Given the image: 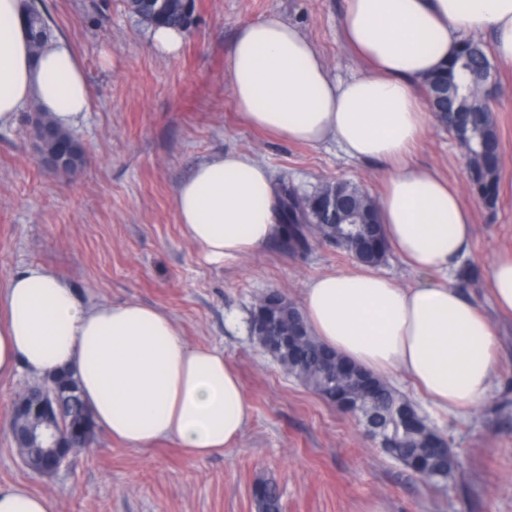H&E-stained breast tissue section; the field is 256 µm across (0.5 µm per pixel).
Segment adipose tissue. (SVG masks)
<instances>
[{"label":"adipose tissue","instance_id":"ef3b65f1","mask_svg":"<svg viewBox=\"0 0 512 512\" xmlns=\"http://www.w3.org/2000/svg\"><path fill=\"white\" fill-rule=\"evenodd\" d=\"M31 0H0V128L38 104L66 130L90 107L69 42L32 49ZM341 26L369 70L330 78L313 43L270 15L244 23L228 79L247 122L294 143L335 141L350 158L388 165L380 214L413 283L337 271L308 282L302 309L314 334L350 362L385 377L405 373L437 408L465 411L489 391L496 341L479 308L445 280L473 237L459 191L412 155L430 122L418 87L469 33L489 34L512 64V0H346ZM178 221L205 260L225 265L281 232L266 166L229 151L199 164L175 196ZM496 308L512 313V252L487 267ZM73 372L96 425L147 447L171 439L206 459L231 449L251 417L223 352L194 348L163 310L137 302H81L61 276L32 265L0 282V382L19 371ZM55 499L0 488V512H56Z\"/></svg>","mask_w":512,"mask_h":512}]
</instances>
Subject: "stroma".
Here are the masks:
<instances>
[{
    "instance_id": "35a3bbf8",
    "label": "stroma",
    "mask_w": 512,
    "mask_h": 512,
    "mask_svg": "<svg viewBox=\"0 0 512 512\" xmlns=\"http://www.w3.org/2000/svg\"><path fill=\"white\" fill-rule=\"evenodd\" d=\"M35 3L51 32L70 41L90 89L76 130L87 160L71 175L46 165L32 130L37 106L0 128V281L40 264L84 302L159 307L190 346L230 360L251 417L233 449L203 461L171 440L134 449L98 427L49 478L25 468L12 433L0 430V487L52 493L59 512H258L253 489L261 481L277 485L281 512H512V317L498 314L485 275L495 253L512 251V64L492 63L502 147L495 209L472 195L460 150L437 122L414 156L455 183L473 214L475 235L451 278L490 319L498 342L492 386L469 412L440 411L403 375L389 379L462 455L463 468L434 487L286 374L250 334V311L264 294L299 301L308 281L355 262L326 244L297 255L273 241L214 266L185 238L175 209L194 167L227 151L257 159L279 187L311 191L344 177L379 196L384 165L351 160L330 140L291 143L249 126L227 81L240 26L268 15L298 26L331 78L362 70L343 38L346 0H193L175 57L154 48L149 25L128 15L124 0Z\"/></svg>"
}]
</instances>
